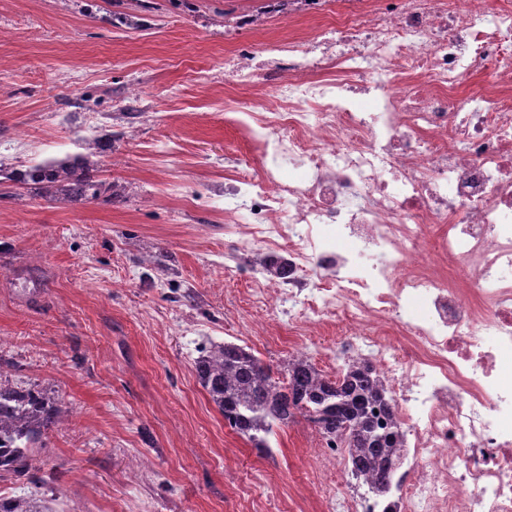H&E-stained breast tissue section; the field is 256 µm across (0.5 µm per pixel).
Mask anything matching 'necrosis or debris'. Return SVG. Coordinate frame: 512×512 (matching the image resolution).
<instances>
[{
  "mask_svg": "<svg viewBox=\"0 0 512 512\" xmlns=\"http://www.w3.org/2000/svg\"><path fill=\"white\" fill-rule=\"evenodd\" d=\"M288 0L317 30L232 54L272 107L241 127L261 169L224 186L252 219L257 291L301 332L335 323L404 434L396 493L317 451L326 512H512V0ZM482 76L475 87L468 79Z\"/></svg>",
  "mask_w": 512,
  "mask_h": 512,
  "instance_id": "obj_1",
  "label": "necrosis or debris"
}]
</instances>
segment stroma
I'll use <instances>...</instances> for the list:
<instances>
[{"label": "stroma", "mask_w": 512, "mask_h": 512, "mask_svg": "<svg viewBox=\"0 0 512 512\" xmlns=\"http://www.w3.org/2000/svg\"><path fill=\"white\" fill-rule=\"evenodd\" d=\"M0 0V163L23 171L113 141L111 203L15 197L0 180V365L72 414L36 455L63 492L58 512H324L310 485L316 434L277 428L263 454L225 424L193 361L208 341L247 346L282 369L298 338L255 301L243 238L224 222V181L255 176L226 105L224 55L257 51L311 22L211 26L252 0H168L146 25L114 26L112 0ZM236 160L234 166L225 157Z\"/></svg>", "instance_id": "stroma-1"}]
</instances>
